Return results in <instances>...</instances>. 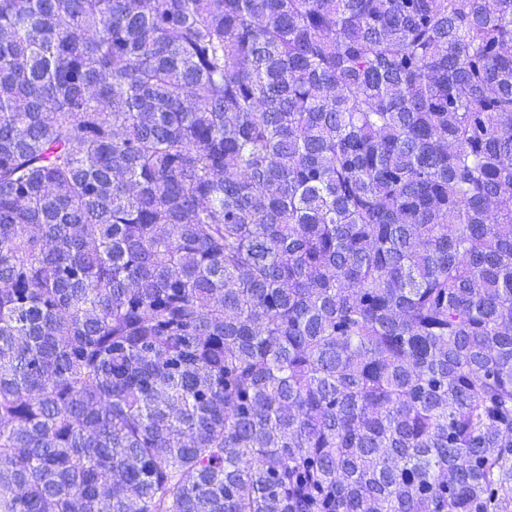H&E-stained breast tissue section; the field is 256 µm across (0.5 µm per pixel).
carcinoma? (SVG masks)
Wrapping results in <instances>:
<instances>
[{
    "mask_svg": "<svg viewBox=\"0 0 512 512\" xmlns=\"http://www.w3.org/2000/svg\"><path fill=\"white\" fill-rule=\"evenodd\" d=\"M512 501V0H0V512Z\"/></svg>",
    "mask_w": 512,
    "mask_h": 512,
    "instance_id": "cac0c4a2",
    "label": "carcinoma"
}]
</instances>
